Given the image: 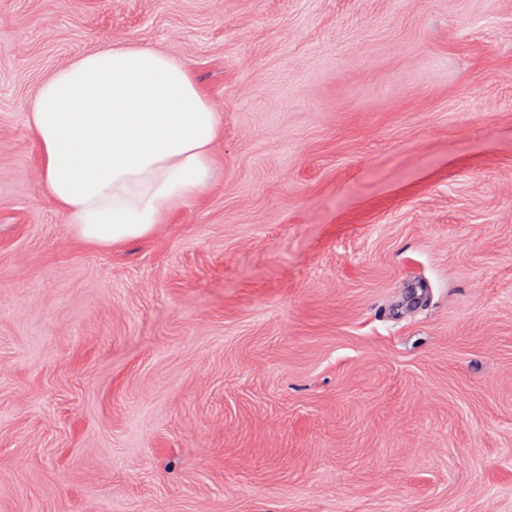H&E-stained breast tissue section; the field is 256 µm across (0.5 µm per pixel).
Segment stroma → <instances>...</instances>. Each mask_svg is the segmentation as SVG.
I'll list each match as a JSON object with an SVG mask.
<instances>
[{"label": "stroma", "instance_id": "obj_1", "mask_svg": "<svg viewBox=\"0 0 512 512\" xmlns=\"http://www.w3.org/2000/svg\"><path fill=\"white\" fill-rule=\"evenodd\" d=\"M111 38L224 166L101 248L27 113ZM0 512H512V0H0Z\"/></svg>", "mask_w": 512, "mask_h": 512}]
</instances>
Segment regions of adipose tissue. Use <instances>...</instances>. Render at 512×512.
Here are the masks:
<instances>
[{"instance_id": "adipose-tissue-1", "label": "adipose tissue", "mask_w": 512, "mask_h": 512, "mask_svg": "<svg viewBox=\"0 0 512 512\" xmlns=\"http://www.w3.org/2000/svg\"><path fill=\"white\" fill-rule=\"evenodd\" d=\"M42 192L74 236L111 247L150 236L208 194L218 113L186 63L105 41L48 76L32 99Z\"/></svg>"}]
</instances>
